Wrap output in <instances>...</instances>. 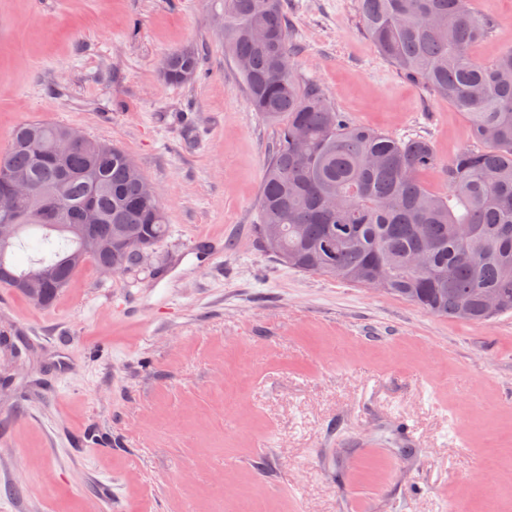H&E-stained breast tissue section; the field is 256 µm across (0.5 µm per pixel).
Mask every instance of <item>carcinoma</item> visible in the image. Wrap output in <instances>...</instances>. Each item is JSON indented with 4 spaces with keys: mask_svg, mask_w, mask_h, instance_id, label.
Here are the masks:
<instances>
[{
    "mask_svg": "<svg viewBox=\"0 0 512 512\" xmlns=\"http://www.w3.org/2000/svg\"><path fill=\"white\" fill-rule=\"evenodd\" d=\"M358 13L381 55L465 116L474 146L442 168L447 192L429 190L421 175L437 159L426 139L355 125L318 84H300L284 0H222L224 55L245 63L237 71L250 106L278 126L261 184L258 243L274 236L276 258L288 267L355 285L381 266L390 272L386 293L437 317L481 325L512 312V46L490 61L473 56L495 28L474 0H358ZM197 68L194 50L184 48L166 56L163 77L186 84ZM66 129L24 123L0 155V185L21 174L36 187L23 217L30 240L17 238L0 257V286L49 269L60 285L44 307L83 266L66 258L77 246L69 226L81 223L86 200L101 218L94 235L127 241L120 251L85 256L99 269L136 265L168 233L160 199L121 148L105 151L107 141L92 139L63 163L37 157L35 149L50 151ZM51 197L59 199L55 226L40 214ZM17 247L31 251L26 268L12 260ZM487 294L498 297L494 315L483 306Z\"/></svg>",
    "mask_w": 512,
    "mask_h": 512,
    "instance_id": "carcinoma-1",
    "label": "carcinoma"
}]
</instances>
